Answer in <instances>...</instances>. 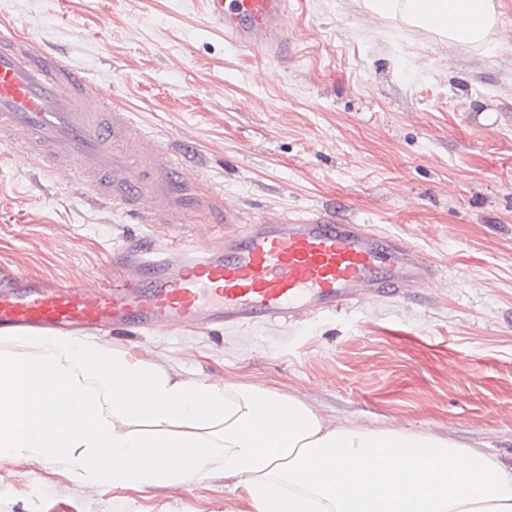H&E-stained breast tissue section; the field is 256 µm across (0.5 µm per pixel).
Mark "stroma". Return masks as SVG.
Instances as JSON below:
<instances>
[{"instance_id": "35a3bbf8", "label": "stroma", "mask_w": 512, "mask_h": 512, "mask_svg": "<svg viewBox=\"0 0 512 512\" xmlns=\"http://www.w3.org/2000/svg\"><path fill=\"white\" fill-rule=\"evenodd\" d=\"M499 47L462 52L371 16L363 0H292L288 53L240 48L204 0H0V24L88 73L176 155L218 237L327 209L417 246L442 285L297 324L111 336L193 379L268 388L339 426L390 427L512 465V0ZM123 210L0 152V268L64 284L112 277L150 233ZM209 472L179 487L89 488L68 464L0 456V512H241Z\"/></svg>"}]
</instances>
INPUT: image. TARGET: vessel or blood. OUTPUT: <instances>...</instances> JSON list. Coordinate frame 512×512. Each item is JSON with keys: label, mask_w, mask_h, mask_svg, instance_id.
Masks as SVG:
<instances>
[{"label": "vessel or blood", "mask_w": 512, "mask_h": 512, "mask_svg": "<svg viewBox=\"0 0 512 512\" xmlns=\"http://www.w3.org/2000/svg\"><path fill=\"white\" fill-rule=\"evenodd\" d=\"M290 0H207L211 23L250 51H288ZM0 146L69 175L98 203L159 225L112 249V277L65 285L0 270V331L104 336L295 324L343 304L430 291L440 270L405 239L328 210L239 223L209 244L171 236L197 194L193 175L112 108L83 71L0 28Z\"/></svg>", "instance_id": "1"}]
</instances>
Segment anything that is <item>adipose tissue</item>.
I'll use <instances>...</instances> for the list:
<instances>
[{"mask_svg":"<svg viewBox=\"0 0 512 512\" xmlns=\"http://www.w3.org/2000/svg\"><path fill=\"white\" fill-rule=\"evenodd\" d=\"M363 3L461 50L496 47L498 0ZM28 342L35 355L0 352V455L74 459L76 483L173 487L217 467L244 512H512V466L447 439L336 426L299 398L70 337ZM264 406L294 427L262 420Z\"/></svg>","mask_w":512,"mask_h":512,"instance_id":"ef3b65f1","label":"adipose tissue"}]
</instances>
